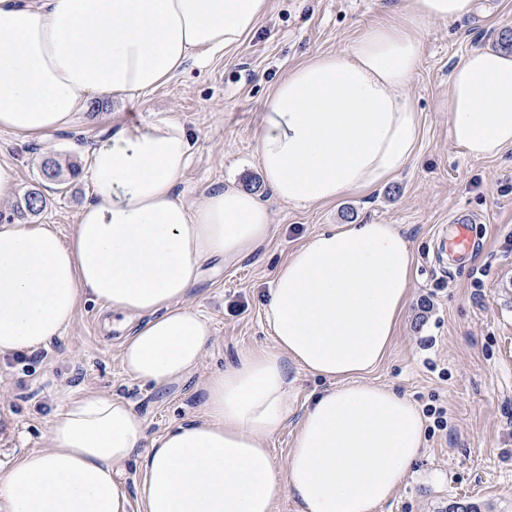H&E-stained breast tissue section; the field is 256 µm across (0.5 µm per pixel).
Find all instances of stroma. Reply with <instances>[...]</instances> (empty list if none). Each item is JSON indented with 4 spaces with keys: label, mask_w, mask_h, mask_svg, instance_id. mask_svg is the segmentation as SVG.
Returning <instances> with one entry per match:
<instances>
[{
    "label": "stroma",
    "mask_w": 512,
    "mask_h": 512,
    "mask_svg": "<svg viewBox=\"0 0 512 512\" xmlns=\"http://www.w3.org/2000/svg\"><path fill=\"white\" fill-rule=\"evenodd\" d=\"M399 0H270L256 28L235 49L190 59L152 93L100 100L74 125L45 138L0 132V163L18 182L0 199V224L41 182L45 156L67 155L87 166V147L119 126L139 127L160 114L181 117L193 140L177 191L188 204L233 184L268 209L275 232L252 254L204 264L189 304L209 321L212 336L199 365L156 386L129 376L121 363L123 331L107 329L106 313L81 299L64 333L23 358L0 356V471L27 451L48 446L50 423L80 393H113L128 400L153 440L174 423L199 414L203 386L237 355L272 338L263 307L279 265L313 234L338 224H397L412 242L413 302L399 336L372 381L426 410V448L394 498L377 512H438L457 501L481 512H512V148L493 159L463 155L448 136V78L474 49L498 50L512 32V0H479L452 22L431 23L409 88L421 114L422 141L411 166L365 196L305 207L281 203L263 180L257 135L270 93L305 59L345 48L376 18L393 15ZM86 177L48 193L37 224L68 239L87 202ZM470 220L473 253L451 261L439 236L455 216ZM293 410L268 446L285 470L297 424L322 378L291 368ZM445 409L439 428L432 409Z\"/></svg>",
    "instance_id": "1"
}]
</instances>
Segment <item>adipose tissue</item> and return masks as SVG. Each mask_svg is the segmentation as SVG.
Segmentation results:
<instances>
[{"label":"adipose tissue","instance_id":"1","mask_svg":"<svg viewBox=\"0 0 512 512\" xmlns=\"http://www.w3.org/2000/svg\"><path fill=\"white\" fill-rule=\"evenodd\" d=\"M270 0H0V130L67 128L95 98L150 93L192 57L239 45ZM474 0H400L346 48L294 67L266 104L263 179L282 203L369 193L405 171L421 141L408 88L421 34ZM448 133L469 157L512 148V54L471 51L448 81ZM192 149L175 115L117 128L90 150L91 196L73 234L0 225V354L34 350L72 323L81 298L134 323L132 377L162 385L195 369L208 321L187 301L202 266L248 255L274 228L235 186L187 204L176 192ZM412 243L394 224L317 232L277 268L263 308L273 343L240 352L206 381L201 414L152 441L115 394L69 398L48 448L0 475V512H130L122 467L137 460L140 512H376L426 445L425 418L371 373L411 301ZM327 381L305 410L285 471L269 438L288 420L291 367Z\"/></svg>","mask_w":512,"mask_h":512}]
</instances>
